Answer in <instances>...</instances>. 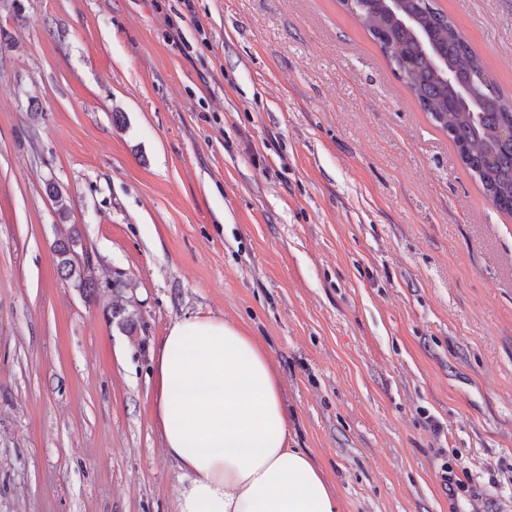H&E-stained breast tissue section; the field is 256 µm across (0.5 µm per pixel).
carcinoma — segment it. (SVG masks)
Masks as SVG:
<instances>
[{
	"label": "carcinoma",
	"instance_id": "carcinoma-1",
	"mask_svg": "<svg viewBox=\"0 0 512 512\" xmlns=\"http://www.w3.org/2000/svg\"><path fill=\"white\" fill-rule=\"evenodd\" d=\"M428 0H405L403 9L413 14L430 35L435 49L448 60L457 79L473 88L471 107L479 113L474 122L468 113L448 109L451 89L436 74L408 32L371 8L359 13L360 24L379 42L388 62L397 71L420 107L434 124L448 134L464 167L481 184L485 195L502 212L512 214V140L503 141L499 129L512 121V103L503 97L481 57L441 9ZM77 231L58 239V272L79 289L91 288L85 260L74 250Z\"/></svg>",
	"mask_w": 512,
	"mask_h": 512
}]
</instances>
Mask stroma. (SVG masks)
Listing matches in <instances>:
<instances>
[{
    "label": "stroma",
    "mask_w": 512,
    "mask_h": 512,
    "mask_svg": "<svg viewBox=\"0 0 512 512\" xmlns=\"http://www.w3.org/2000/svg\"><path fill=\"white\" fill-rule=\"evenodd\" d=\"M436 4L512 98V0ZM197 315L340 512H512V216L338 0H0V512H175L153 351ZM77 231H70L65 237L59 238L54 245V251L58 255V272L66 280L71 281L79 289L92 288L94 282L90 279L84 258H78L74 250Z\"/></svg>",
    "instance_id": "stroma-1"
}]
</instances>
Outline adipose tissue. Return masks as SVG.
Instances as JSON below:
<instances>
[{
    "mask_svg": "<svg viewBox=\"0 0 512 512\" xmlns=\"http://www.w3.org/2000/svg\"><path fill=\"white\" fill-rule=\"evenodd\" d=\"M166 455L187 480L176 512H337L291 447L279 379L256 337L213 317L176 321L154 352Z\"/></svg>",
    "mask_w": 512,
    "mask_h": 512,
    "instance_id": "1",
    "label": "adipose tissue"
}]
</instances>
